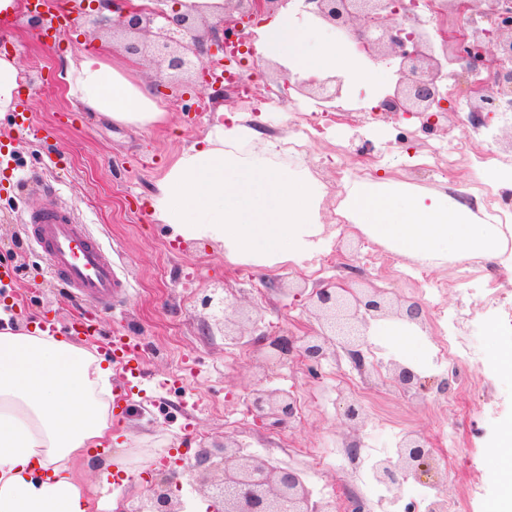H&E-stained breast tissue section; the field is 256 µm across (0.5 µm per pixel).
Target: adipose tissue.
<instances>
[{
    "label": "adipose tissue",
    "instance_id": "adipose-tissue-1",
    "mask_svg": "<svg viewBox=\"0 0 512 512\" xmlns=\"http://www.w3.org/2000/svg\"><path fill=\"white\" fill-rule=\"evenodd\" d=\"M297 0L255 30L258 56L292 80L342 75L376 82L357 54L297 26ZM67 97L119 125L147 128L165 109L125 63L73 59ZM288 140L263 138L242 113H216L209 133L184 149L150 199L152 218L174 236L218 245L225 260L309 271L326 248L323 186L304 164L288 168ZM353 228L398 257L434 265L453 255L494 259L506 248L498 224H479L447 193L415 192L391 180L348 185L341 207ZM110 362L40 326L0 329V512H93L80 461L112 445Z\"/></svg>",
    "mask_w": 512,
    "mask_h": 512
}]
</instances>
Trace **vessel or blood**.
I'll return each instance as SVG.
<instances>
[{
    "mask_svg": "<svg viewBox=\"0 0 512 512\" xmlns=\"http://www.w3.org/2000/svg\"><path fill=\"white\" fill-rule=\"evenodd\" d=\"M56 198V192L49 190L40 206L23 209L19 215L22 231L43 251L49 277L62 282L84 303L111 306L113 289L122 285L111 251L58 205ZM105 352L126 365L139 359L137 346L119 335L106 337Z\"/></svg>",
    "mask_w": 512,
    "mask_h": 512,
    "instance_id": "b4317fda",
    "label": "vessel or blood"
}]
</instances>
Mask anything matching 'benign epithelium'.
<instances>
[{
  "label": "benign epithelium",
  "instance_id": "benign-epithelium-1",
  "mask_svg": "<svg viewBox=\"0 0 512 512\" xmlns=\"http://www.w3.org/2000/svg\"><path fill=\"white\" fill-rule=\"evenodd\" d=\"M119 0H112V10L118 15L108 18L97 15L92 24L110 27L125 33L132 40L125 44L130 52L146 51L158 63L161 86L175 87L176 78L189 71L206 74L204 56L211 49L204 48L203 36L196 33L194 18L186 14L169 15L158 9L121 10ZM288 0H224V18L216 22L222 28L223 38H215L217 46L224 41L248 39L243 22L268 14L287 5ZM313 5L311 13L347 41L354 43L358 52L367 58L398 60V80L393 93L385 96L378 112L401 111L408 116L423 118L424 127L431 130L439 116L455 111L452 102L440 93V84L446 77L448 50H454L465 64V71L485 69L496 75L495 86L473 89L474 104L469 112L473 124H489L498 117L499 130L512 135V109H504L501 99L512 96V69L499 67L505 59L512 60V20L494 25V29L477 30L472 38L454 33H442V53L419 34L416 17L405 12L400 0H307ZM434 10L440 16L473 12L479 16L499 15V0H434ZM344 78L328 75L322 79L297 81V91L317 100H333L341 96ZM201 304L213 310L215 323L224 332V340L237 344L244 338L267 350L268 356L282 360L298 356L315 367L326 356L329 346L340 345L354 367L361 373L367 370L362 347L370 322L396 316L411 324L424 321L422 304L413 300H393L382 288L358 291L345 285L339 287L333 279L323 280L308 297L311 314L320 328L298 344L294 336L268 339L266 334L255 335L257 321L249 311L241 308L230 297L217 292L202 298ZM393 386L404 392L436 387L438 394L451 392L446 377L433 380L422 378L417 372L399 362L390 367ZM252 415L258 421L270 420L278 425L296 418V401L285 391L270 389L259 383L248 396ZM196 468L203 474L204 493L217 503L213 512H317L311 503L310 492L300 473L292 468L274 464L270 459L243 452L239 445L224 444L214 452L205 450L197 455ZM437 470L432 449L421 435L410 432L396 449V455L378 461L374 467L377 482L392 489L401 480L413 475L428 476ZM149 512H181V503L173 500L167 483L153 486Z\"/></svg>",
  "mask_w": 512,
  "mask_h": 512
}]
</instances>
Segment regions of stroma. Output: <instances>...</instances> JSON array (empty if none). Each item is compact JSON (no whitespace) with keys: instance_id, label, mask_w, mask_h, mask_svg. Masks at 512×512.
I'll use <instances>...</instances> for the list:
<instances>
[{"instance_id":"obj_1","label":"stroma","mask_w":512,"mask_h":512,"mask_svg":"<svg viewBox=\"0 0 512 512\" xmlns=\"http://www.w3.org/2000/svg\"><path fill=\"white\" fill-rule=\"evenodd\" d=\"M88 12V7H81L75 26L53 29L48 37L30 24L24 11L15 14L11 28L0 31V43L22 70V95L38 126L37 133L30 134L18 130L11 117L0 118V146L12 152L18 175L35 182L30 190L18 185V175L0 172V262L19 270L13 285L0 293V309L9 314V324L16 329L35 321L44 327H64L85 309L61 283L44 277L45 260L19 226L25 203L40 199L39 184L52 185L77 222L112 250L128 292L115 309H94L93 319L103 337L127 328L139 344L145 377L143 395L133 397L130 411L115 421L116 441L104 450L91 449L82 460L87 479L97 486L96 501L106 505L115 498L121 512L130 507L148 512L150 483L168 476L167 471L152 468L156 457L168 456L182 438L195 452L223 446L229 438L245 444L253 454L306 474L307 487L334 486L335 497L322 501L324 512H351L354 498L370 497V487L357 483L346 466L312 470L313 458L335 453L355 438L363 447L381 448L391 456L411 430L439 449L453 431L465 453L453 472L441 473L440 491L466 501L465 512H494L505 492L498 476L501 464L489 457L485 446L500 426L512 422L511 376L468 373L465 385L453 387L450 405L431 389L405 394L385 378L370 380L362 404L364 422L357 428L343 415L352 399L353 372L341 349H328L315 376L298 359L275 361L249 342H225L200 304L213 289L225 291L244 308H255L260 330L268 337H300L317 324L308 311V296L320 280L339 279L358 289L385 288L413 299L417 293L401 273L415 263L396 257L384 271L368 272L364 254L369 239L347 223L328 225L331 242L307 275L288 264L270 269L231 266L211 243L173 237L168 225L152 220L149 198L177 155L205 137L224 96L195 75L184 76L178 87L161 95L166 121L142 130L117 126L82 110L65 95L63 76L70 60L98 52L103 37L112 41V57L122 61L129 57L126 36L93 26ZM246 57L250 96L234 103L233 111L254 116V127L263 136L288 134L290 110L270 112L266 102L274 94L296 101L299 93L285 87L279 63L258 59L252 51ZM377 68L383 74L379 84L344 86L336 105L346 109V117L328 124L325 135L307 141L302 152L306 167L318 169L326 186L325 216L333 215L336 197L344 191V179L328 163L340 145L359 162L364 157L362 143L374 144L383 151L378 178L406 183L421 193L446 191L453 181L465 195L475 181L486 177L483 170L469 165L461 166L452 181L436 173H417L415 162L420 156L446 148L449 136L463 135L469 109L461 107L454 119H440L438 130L430 133L411 127L402 114L374 118L371 99L389 93L397 80L393 61L379 62ZM460 272V261L452 256L429 274L451 281L441 306L447 311L466 308L471 318L465 338L484 357L494 343L512 342V324L485 326L481 304L490 286L512 304V272L501 264L463 284L457 281ZM258 383L305 400L304 415L278 426L256 422L251 416L239 419L243 397ZM111 459L118 460L120 477L103 490L99 483ZM471 481L481 487L472 501L467 498Z\"/></svg>"}]
</instances>
